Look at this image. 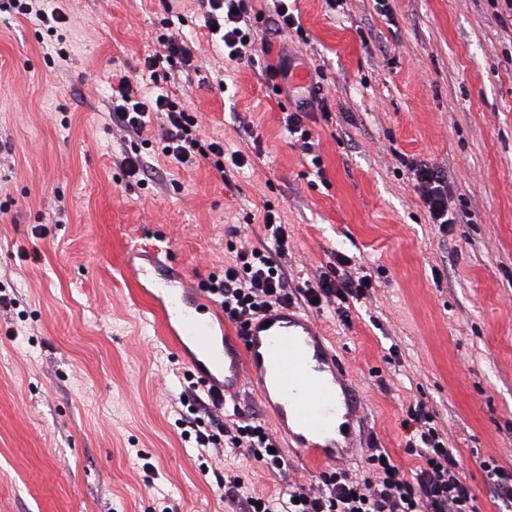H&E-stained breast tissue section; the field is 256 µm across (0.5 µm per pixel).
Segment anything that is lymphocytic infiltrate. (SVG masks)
Returning a JSON list of instances; mask_svg holds the SVG:
<instances>
[{"instance_id":"f902f5d3","label":"lymphocytic infiltrate","mask_w":512,"mask_h":512,"mask_svg":"<svg viewBox=\"0 0 512 512\" xmlns=\"http://www.w3.org/2000/svg\"><path fill=\"white\" fill-rule=\"evenodd\" d=\"M206 25L218 35L229 55L245 59L255 47V37L245 0H206ZM166 30L157 42L158 49L145 57L143 75L151 80L170 81L178 69L193 66V56L184 45L174 21H166ZM111 119L126 136L151 134L164 156L176 163L192 166L207 160L216 170H223L225 160L242 167L239 152L225 154L224 145L200 136L196 112L182 104L177 96L142 94L138 78L116 74L112 77ZM410 172L419 197L433 223L447 226L458 217L448 207V175L426 163L409 160ZM262 222L274 240L273 248L244 247L221 275L211 276L206 288L220 304L225 320L246 326L258 314L276 305L290 303L288 281L281 261L288 251V233L273 210H265ZM372 288L370 275L359 271L346 255L336 257L332 272L301 288L307 304L333 302L338 312L348 314L350 304L366 298ZM190 416L186 425L195 434L201 448L226 446L240 454L280 469L285 464L277 447L279 442L261 422L242 417L231 418L219 430L207 428L201 413L207 408L223 409L218 393L209 399L189 386L181 397ZM415 433L407 442L419 464L411 473L401 472L387 449H370L367 473L353 476L348 471L322 472L318 486L291 485L288 492L271 496L252 495L242 503V512H476V496L463 478L453 448H450L435 416L421 405L411 414Z\"/></svg>"}]
</instances>
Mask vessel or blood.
Returning <instances> with one entry per match:
<instances>
[{
	"instance_id": "obj_1",
	"label": "vessel or blood",
	"mask_w": 512,
	"mask_h": 512,
	"mask_svg": "<svg viewBox=\"0 0 512 512\" xmlns=\"http://www.w3.org/2000/svg\"><path fill=\"white\" fill-rule=\"evenodd\" d=\"M154 302L165 334L192 345V367L205 382L222 379L224 396L252 385L281 436L316 462H335L351 447L349 434L326 435L336 419L353 417L350 382L312 318L294 305L277 306L219 343L210 318L217 306L194 288L177 283Z\"/></svg>"
}]
</instances>
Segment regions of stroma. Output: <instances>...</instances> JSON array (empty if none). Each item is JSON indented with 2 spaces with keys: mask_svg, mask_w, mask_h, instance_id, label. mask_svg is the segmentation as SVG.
<instances>
[{
  "mask_svg": "<svg viewBox=\"0 0 512 512\" xmlns=\"http://www.w3.org/2000/svg\"><path fill=\"white\" fill-rule=\"evenodd\" d=\"M66 21L50 36L0 12V512H239L242 495L317 485L295 446L283 470L231 450L200 463L177 419L188 368L131 275L151 257L192 286L221 274L241 243L267 242L257 212L288 226L293 288L335 254L371 273L349 322L306 308L358 400L354 447L402 472L404 423L425 402L456 450L478 512H500L481 463L512 469V11L503 0H293L305 36L265 34L254 62L232 61L201 0H43ZM179 14L196 70L168 90L199 116L200 136L242 151L220 175L156 144L121 138L112 76L138 75L165 18ZM282 64L310 87L275 90ZM307 102L313 168L286 130ZM261 154H254L253 138ZM138 150L141 184L119 167ZM447 169L464 223L439 231L403 165Z\"/></svg>",
  "mask_w": 512,
  "mask_h": 512,
  "instance_id": "35a3bbf8",
  "label": "stroma"
}]
</instances>
